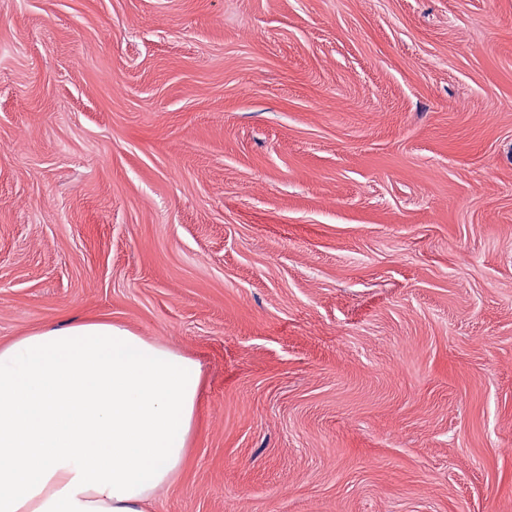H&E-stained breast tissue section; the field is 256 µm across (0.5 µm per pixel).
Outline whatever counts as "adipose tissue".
Here are the masks:
<instances>
[{
    "instance_id": "obj_1",
    "label": "adipose tissue",
    "mask_w": 512,
    "mask_h": 512,
    "mask_svg": "<svg viewBox=\"0 0 512 512\" xmlns=\"http://www.w3.org/2000/svg\"><path fill=\"white\" fill-rule=\"evenodd\" d=\"M202 374L109 321L0 346V512H150L182 469Z\"/></svg>"
}]
</instances>
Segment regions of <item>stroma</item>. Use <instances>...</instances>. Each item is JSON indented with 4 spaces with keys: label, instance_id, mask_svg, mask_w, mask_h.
Here are the masks:
<instances>
[{
    "label": "stroma",
    "instance_id": "stroma-1",
    "mask_svg": "<svg viewBox=\"0 0 512 512\" xmlns=\"http://www.w3.org/2000/svg\"><path fill=\"white\" fill-rule=\"evenodd\" d=\"M94 319L153 512H512V0H0V345Z\"/></svg>",
    "mask_w": 512,
    "mask_h": 512
}]
</instances>
